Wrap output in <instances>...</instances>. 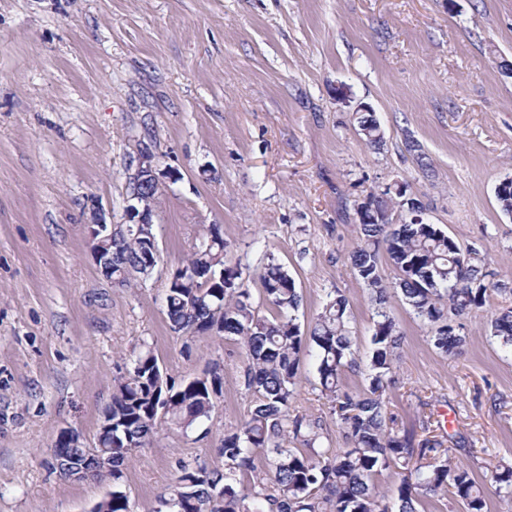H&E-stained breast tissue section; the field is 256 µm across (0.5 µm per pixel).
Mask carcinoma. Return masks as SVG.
<instances>
[{
	"label": "carcinoma",
	"mask_w": 512,
	"mask_h": 512,
	"mask_svg": "<svg viewBox=\"0 0 512 512\" xmlns=\"http://www.w3.org/2000/svg\"><path fill=\"white\" fill-rule=\"evenodd\" d=\"M358 132L374 148L383 143L380 123L372 112L356 113ZM372 205L391 213L405 194L387 187L369 194ZM360 244L349 255L351 266L368 290L373 307L372 349L367 387L350 392L340 384L344 370H358L357 337L350 325L349 300L336 289L308 332L301 331L297 312L302 304L294 279L273 254L259 272L262 303L275 315L260 314L242 270L224 263V238L216 226L192 247L184 275L169 283L166 316L171 330L190 336H234L247 367L244 384L254 396L247 417L224 434L220 453L224 468L207 462L180 466L169 497L156 512H417L420 498L441 494L463 505L465 512H486L487 493L466 467L453 462L455 449L435 436L419 441L390 427L386 389L392 382L402 332L392 306L396 294L430 327L433 346L456 355L466 342L457 319L486 306L493 291H512V280L491 281L484 257L463 250L436 225L406 212L397 224L359 219ZM141 240L126 235L108 243L109 277L128 286L131 269L140 260ZM398 273L386 286L380 253ZM490 335L512 353V310L492 317ZM315 357L321 396L349 439L342 451L323 446L320 418L291 411L300 367ZM223 395L218 364L177 384L143 347L133 368L120 377L105 413L112 414V442L98 438V447H112V493L91 512H133L121 483L131 454L149 444L160 422L188 429L207 420ZM164 420H159V414ZM297 441L305 449L290 448ZM264 454L266 465L255 459ZM404 471L397 496L387 499L376 477L384 470ZM494 494L512 512V463L500 462L492 475Z\"/></svg>",
	"instance_id": "1"
}]
</instances>
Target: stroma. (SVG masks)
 <instances>
[{"instance_id":"obj_1","label":"stroma","mask_w":512,"mask_h":512,"mask_svg":"<svg viewBox=\"0 0 512 512\" xmlns=\"http://www.w3.org/2000/svg\"><path fill=\"white\" fill-rule=\"evenodd\" d=\"M511 64L512 0H0V512H90L111 491V476L75 482L47 460L64 428L94 446L144 342L178 382L219 364L224 395L202 426L161 425L132 455L134 512H156L180 463L223 464L253 401L242 349L174 333L165 314L171 273L211 226L252 293L267 255L288 270L302 328L341 290L364 354L373 308L349 255L369 192L407 185L425 222L512 277V215L495 198L512 178ZM360 102L380 148L358 133ZM145 147L165 174L160 262L122 287L94 264L85 222L95 205L122 222ZM510 308L493 293L445 356L394 304L395 430L422 438L452 415L446 443L486 484L512 460V356L489 336ZM316 382L305 360L292 407L347 448ZM353 112L356 114L358 132L365 142L374 148L381 146L384 136L373 110L366 105L358 104Z\"/></svg>"}]
</instances>
